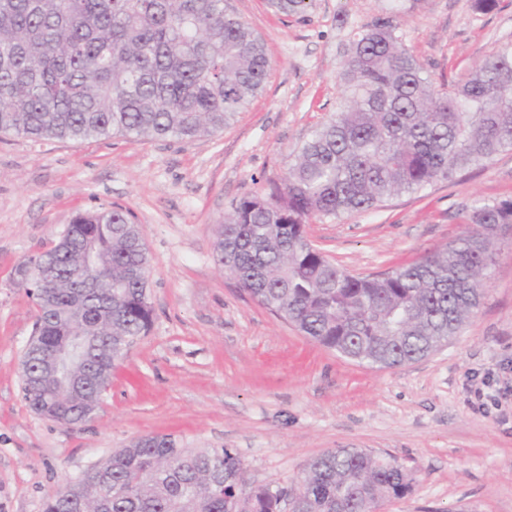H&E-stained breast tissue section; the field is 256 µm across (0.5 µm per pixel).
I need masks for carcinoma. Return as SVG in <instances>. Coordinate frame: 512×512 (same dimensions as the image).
Masks as SVG:
<instances>
[{
    "mask_svg": "<svg viewBox=\"0 0 512 512\" xmlns=\"http://www.w3.org/2000/svg\"><path fill=\"white\" fill-rule=\"evenodd\" d=\"M270 61L228 0H0V133L83 140L213 135L264 89ZM342 101L298 151L282 185L232 202L219 224L218 264L302 335L360 363L419 360L456 334L484 298L494 241L512 228V199L476 203L466 231L442 249L379 275L354 276L305 235L323 217L369 211L512 148V46L452 86L436 85L380 17L354 34ZM67 242L26 259L45 275L33 298L39 339L21 367L23 399L63 425L88 422L98 376L153 323L149 260L120 206L79 213ZM104 267L87 272L86 246ZM88 345L65 394L45 357L71 337ZM109 474H83L44 512H281L280 491L237 493L240 457L180 448L168 436L113 452ZM398 460L339 448L310 460L294 494L300 512H375L407 495Z\"/></svg>",
    "mask_w": 512,
    "mask_h": 512,
    "instance_id": "1",
    "label": "carcinoma"
}]
</instances>
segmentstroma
<instances>
[{
  "mask_svg": "<svg viewBox=\"0 0 512 512\" xmlns=\"http://www.w3.org/2000/svg\"><path fill=\"white\" fill-rule=\"evenodd\" d=\"M271 61L262 93L224 131L191 140L0 137V512H43L49 496L137 439L227 448L243 485L294 486L314 457L358 448L413 479L382 512H512V231L497 243L480 307L427 357L379 368L341 357L258 304L216 261L232 201L283 182L335 112L349 39L392 17L436 83L452 84L512 43V0H230ZM512 197V150L378 208L311 221L306 235L353 275L439 250L478 201ZM129 209L150 259L154 322L116 361L90 422L33 413L21 392L37 306L16 273L78 213ZM503 396L482 404L474 391Z\"/></svg>",
  "mask_w": 512,
  "mask_h": 512,
  "instance_id": "1",
  "label": "stroma"
}]
</instances>
